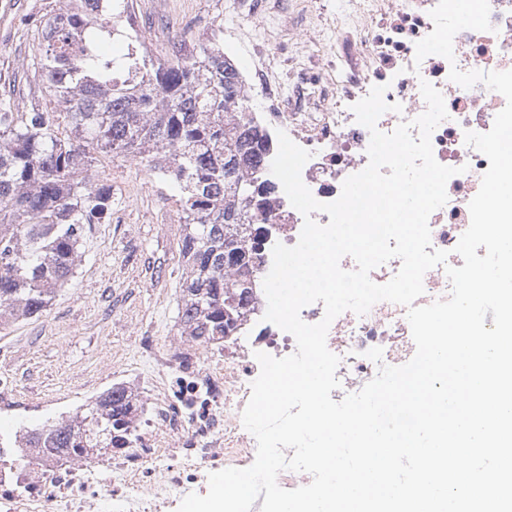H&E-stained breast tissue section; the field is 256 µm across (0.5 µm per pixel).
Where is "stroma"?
Listing matches in <instances>:
<instances>
[{
    "label": "stroma",
    "instance_id": "stroma-1",
    "mask_svg": "<svg viewBox=\"0 0 512 512\" xmlns=\"http://www.w3.org/2000/svg\"><path fill=\"white\" fill-rule=\"evenodd\" d=\"M131 24L165 11L170 36L150 35V52L163 58L172 40L185 48L209 40L195 20L224 29L242 28L250 38L267 34V0H132ZM49 0H0V88L18 83L26 106L50 97L41 85L22 82L34 52L25 16L40 17ZM347 0H284L280 37L303 63L318 67L336 41L332 22ZM97 172L112 183L108 223L86 228L81 258L51 306L39 318L0 327V434L75 416L83 405L122 384L148 405L142 385L164 351L184 347L178 306L189 268L181 244L183 222L160 223L171 190L130 156L102 157Z\"/></svg>",
    "mask_w": 512,
    "mask_h": 512
}]
</instances>
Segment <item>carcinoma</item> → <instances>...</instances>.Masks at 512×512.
I'll return each instance as SVG.
<instances>
[{
	"label": "carcinoma",
	"instance_id": "carcinoma-1",
	"mask_svg": "<svg viewBox=\"0 0 512 512\" xmlns=\"http://www.w3.org/2000/svg\"><path fill=\"white\" fill-rule=\"evenodd\" d=\"M130 0H68L41 19L30 67L61 105L26 110L0 97V325L38 317L72 275L84 225L112 214V184L95 175L102 155L140 159L167 182L187 233L181 335L224 340L251 298L248 229L272 188L256 184L267 151L248 119L239 67L218 35L189 54L155 59L115 19ZM138 396L115 384L80 414L1 448L88 458L92 448L140 440Z\"/></svg>",
	"mask_w": 512,
	"mask_h": 512
}]
</instances>
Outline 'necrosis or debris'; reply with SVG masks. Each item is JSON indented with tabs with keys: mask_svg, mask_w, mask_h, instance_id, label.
<instances>
[{
	"mask_svg": "<svg viewBox=\"0 0 512 512\" xmlns=\"http://www.w3.org/2000/svg\"><path fill=\"white\" fill-rule=\"evenodd\" d=\"M438 0H351V6L336 21L338 31L354 36L347 56L327 55L319 74L321 89L296 87L283 92L267 73L271 51L252 45L245 69L251 86L260 96L250 99V115L267 134L271 144L268 163L258 170V181L273 185L265 215L264 232L256 241V286L249 305L233 331L224 338V369L206 367L202 358L188 359L178 351L161 359V370L182 376L178 403L157 396L152 400L155 423L172 443L163 452L133 448L115 457V469L136 473L131 483L113 485L116 512H162L164 494H186L207 469L220 466L246 468L255 460L257 444L241 415L251 397V383L260 372L256 353L276 358L293 354L295 338L273 323L264 321L267 300L262 282L272 266V248L295 245L304 218L289 202L272 174L269 162L276 153L278 132L311 154L302 169V180L320 202L338 199L343 181L368 164L369 130L357 122L355 103L376 85L386 86L385 99L400 104L401 112H386L377 121L384 133L423 113L426 103L421 82H429L443 96L448 117L431 135L436 160L458 168L446 185L448 200L429 218L431 245L448 251L446 266L463 261L454 248L470 225L469 203L477 194L489 160L465 142L466 132L484 133L506 105L505 98L484 84L464 88L449 78L451 67L462 71L512 70V0H489L491 30L465 29L453 41L454 61L439 55L416 60L415 45L434 28L431 10ZM446 266L429 270L423 279L424 293L417 303L425 306L447 299L451 285ZM406 307L388 301L375 304L365 315L346 311L336 317L327 332V346L339 356L336 376L340 381L331 397L341 401L359 391L378 373L380 365L400 366L415 354ZM383 350L381 362L367 358V350ZM151 458L148 471H141L143 458ZM25 468L38 473L42 484L25 499L0 495V512H84L85 501L62 489V463L38 454L30 455Z\"/></svg>",
	"mask_w": 512,
	"mask_h": 512,
	"instance_id": "obj_1",
	"label": "necrosis or debris"
}]
</instances>
